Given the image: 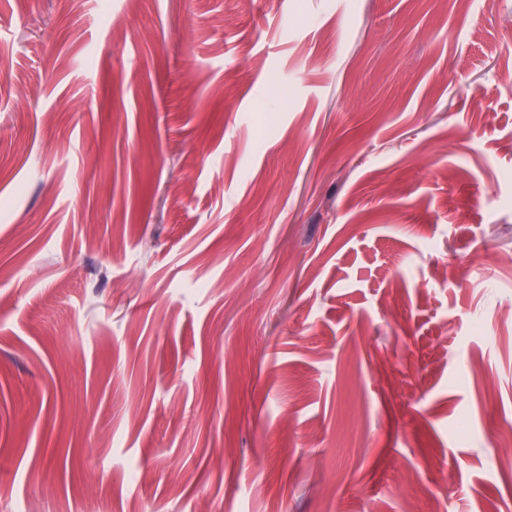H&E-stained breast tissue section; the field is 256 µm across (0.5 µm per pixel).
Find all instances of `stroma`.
Instances as JSON below:
<instances>
[{"mask_svg":"<svg viewBox=\"0 0 512 512\" xmlns=\"http://www.w3.org/2000/svg\"><path fill=\"white\" fill-rule=\"evenodd\" d=\"M512 0H0V512H512Z\"/></svg>","mask_w":512,"mask_h":512,"instance_id":"1","label":"stroma"}]
</instances>
